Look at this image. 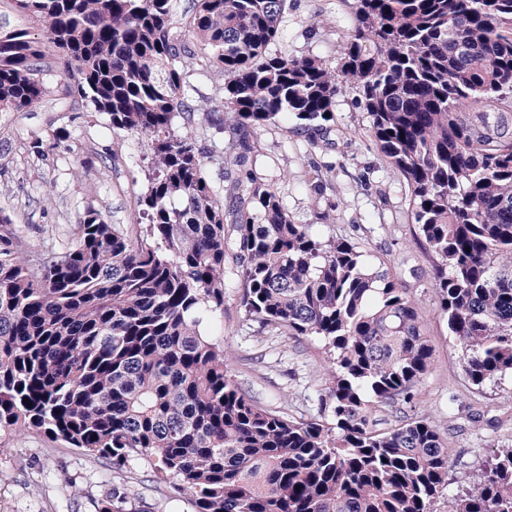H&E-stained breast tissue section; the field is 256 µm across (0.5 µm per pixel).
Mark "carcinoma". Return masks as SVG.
<instances>
[{
	"label": "carcinoma",
	"mask_w": 512,
	"mask_h": 512,
	"mask_svg": "<svg viewBox=\"0 0 512 512\" xmlns=\"http://www.w3.org/2000/svg\"><path fill=\"white\" fill-rule=\"evenodd\" d=\"M40 33L0 27V112L49 88L151 141L148 228L129 237L91 209L61 252L30 259L0 219V430L60 438L122 470L176 479L194 512H429L448 487V448L401 413L431 366L412 288L359 244L294 224L251 172V132L289 113L326 137L355 93L381 157L409 187L412 223L435 258L432 286L471 385L512 374V0H349L338 66L269 53L286 0H13ZM224 77L233 139L225 193L195 142L174 132L187 103L186 40ZM470 251H465V248ZM240 269L244 316L315 336L331 363L321 420L259 405L224 348L202 335ZM383 406L396 424L374 429ZM117 486L98 512H124ZM446 512H512V448Z\"/></svg>",
	"instance_id": "cac0c4a2"
}]
</instances>
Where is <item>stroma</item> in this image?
Segmentation results:
<instances>
[{
  "label": "stroma",
  "mask_w": 512,
  "mask_h": 512,
  "mask_svg": "<svg viewBox=\"0 0 512 512\" xmlns=\"http://www.w3.org/2000/svg\"><path fill=\"white\" fill-rule=\"evenodd\" d=\"M353 17L344 0H287L274 53L339 62ZM49 88L33 109L0 112V216L18 230L26 251L61 249L88 209L107 223L145 235L139 201L148 188L150 142L113 129L107 116L79 96L63 98L53 54L42 61ZM192 113L177 118V133L190 135L205 152V172L224 187L216 162L232 134L211 125L208 108L224 103V79L188 62ZM329 140L284 119L254 131L256 150L248 167L258 182L273 186L292 221L309 225L318 238L346 237L363 243L372 263L416 291L434 363L415 391L414 412L430 417L448 448L446 497L477 480L493 450L512 446V376L472 386L461 352L440 312L429 274L433 258L416 238L408 213V188L374 147L365 113L352 92L336 99ZM235 263L224 272V309L206 315L200 330L229 356L239 386L261 405L298 421L318 418L327 387L328 357L320 341L260 328L239 306ZM127 492L125 512H193L172 478L145 461L113 470L67 442L44 433H0V512H98L112 485Z\"/></svg>",
  "instance_id": "obj_1"
}]
</instances>
